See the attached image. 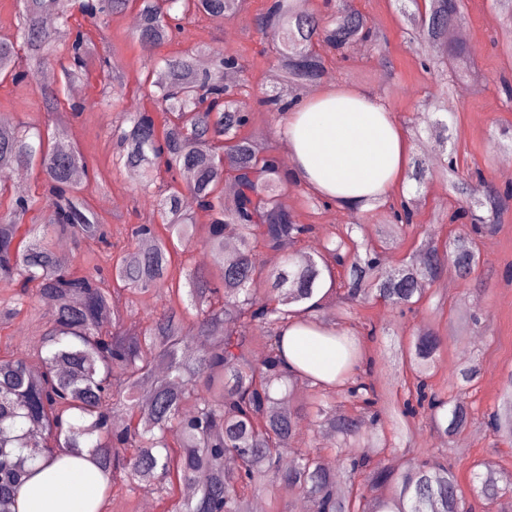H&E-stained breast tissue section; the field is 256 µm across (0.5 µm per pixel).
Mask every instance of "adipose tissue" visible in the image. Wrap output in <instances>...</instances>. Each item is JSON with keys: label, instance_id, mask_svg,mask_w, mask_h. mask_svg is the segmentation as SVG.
<instances>
[{"label": "adipose tissue", "instance_id": "adipose-tissue-1", "mask_svg": "<svg viewBox=\"0 0 512 512\" xmlns=\"http://www.w3.org/2000/svg\"><path fill=\"white\" fill-rule=\"evenodd\" d=\"M280 134L293 157L292 177L336 205L369 209L402 182L410 158L408 138L378 97L328 85L291 106ZM339 328L291 327L284 334L286 373L303 370L333 380L344 363L335 342ZM103 493L98 470L66 455L38 465L17 493L16 512H95Z\"/></svg>", "mask_w": 512, "mask_h": 512}]
</instances>
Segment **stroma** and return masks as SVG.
<instances>
[{"mask_svg": "<svg viewBox=\"0 0 512 512\" xmlns=\"http://www.w3.org/2000/svg\"><path fill=\"white\" fill-rule=\"evenodd\" d=\"M352 2L386 40L361 51L352 50L347 61L337 60L335 53H326L325 65L332 83L360 88L378 96L398 116L403 128L421 127L424 110L420 102L436 85L435 73L421 66L424 53L406 43L394 0ZM265 4L266 0H249L247 12L230 19L197 16L186 23L183 34L158 48L156 54L161 57L206 43L238 55L245 66L244 72L238 75L244 85L238 97L240 106L254 113L255 130L278 153L285 144L279 133L283 116L268 111L261 104L266 93L274 89L269 76L276 67L264 52L268 38L249 27L251 14L260 11ZM466 4L465 25L473 71L461 82L464 95L451 99L448 123L454 129L461 164L479 166L488 184L502 187L506 181L499 174V161L512 151L498 145L497 130L512 124V109L500 101L498 78L512 71V58L502 54L496 45L499 29L492 0H466ZM134 17L131 11L116 15L107 27L90 31L99 53L122 73L126 84L124 96L115 102L110 116H103V86L98 71H90L80 84L78 96L85 110L81 116L72 118L67 128L83 151L89 170L96 173L95 179L84 184L82 193L98 216L116 229L127 224L158 221L157 204L153 197L141 193L139 179L133 178L129 171L112 166L118 147L112 138L111 122L118 120L121 113L154 107L150 90L143 84L145 53L132 37ZM0 113H10L40 126L47 124L40 84L30 81L22 89L8 82L0 84ZM283 189L286 204L299 220L317 227L314 236L302 243L303 252L312 254L321 250L326 235L356 221L364 226L363 231L357 232V239L377 244L378 238L371 229L386 222L385 209L355 214L334 205L323 208L314 194L293 179L288 180ZM424 195L426 204L418 217L419 223L431 225L432 236L441 241L457 233L458 225L430 222L432 215L447 213L455 205L444 182L436 177L429 178ZM480 250L484 263L471 279H452L448 284L436 283L429 288L431 298L446 301L439 323L444 344L436 378L452 379L462 361L477 360L481 373L469 390L468 401L478 414L494 408L502 378L512 371V211L503 216L494 233L482 237ZM47 311L45 302L38 301L28 313L0 325V353L25 354L28 345L40 338ZM354 315L371 317L381 329L375 340L366 344V355L373 361L370 377L376 386L403 383L406 371L395 373L390 369L392 335L407 334L415 327L429 325L426 310L401 318L382 302L371 300L356 306ZM386 435L392 446L382 452L381 457L396 471L409 465V449L425 447L435 439L422 420L413 423L411 436H400L391 429ZM463 439L464 445L459 451L461 461L457 466L462 489L470 488L472 467L479 462H490L498 475L512 472V444L493 443L481 423H474L466 430Z\"/></svg>", "mask_w": 512, "mask_h": 512, "instance_id": "stroma-1", "label": "stroma"}]
</instances>
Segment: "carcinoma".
Listing matches in <instances>:
<instances>
[{
	"label": "carcinoma",
	"instance_id": "obj_1",
	"mask_svg": "<svg viewBox=\"0 0 512 512\" xmlns=\"http://www.w3.org/2000/svg\"><path fill=\"white\" fill-rule=\"evenodd\" d=\"M396 2L410 42L433 49L424 67L436 69L439 79L421 106L429 115L426 132L440 150L414 153L406 178L415 190L377 203L388 208L390 224L375 234L392 246L401 231L420 228L422 188L433 175L459 202L448 223L466 230L428 243L387 274L375 251L352 238L355 224L325 238L314 256L297 249L316 225L301 223L281 200L282 164L247 132L251 116L224 83L228 66L244 70L238 56L197 45L152 55L191 17L232 18L242 0H18L16 35L0 36V79L18 85L27 70L65 56L63 84L42 93L50 115L65 105L83 111L66 87L93 66L103 92L122 90L74 16L105 26L112 15L137 8L134 36L147 55L145 81L154 88L155 111L128 112L112 129L121 147L113 164L139 172L146 195L160 171L189 179L168 185L157 199L160 223L131 225L118 231L126 242L114 243L112 225L100 223L78 195L76 176L86 181L89 170L66 132L44 133L0 115V197L9 198L0 204V287L7 292L0 295V322L20 315L35 297L54 302L29 353L0 356V502L16 499L37 461L85 448L106 478L103 499L130 500L142 492L158 512H251L262 491L272 512L293 496L306 499L311 512H468L448 449L410 448L414 462L401 472L372 459L389 447L386 421L409 433L422 418L451 441L475 420L466 391L479 375L476 364L461 365L449 387L433 383L443 346L439 331L419 329L399 341L397 353L412 376L400 393L370 382L362 370L364 344L341 336L345 362L332 381L282 372L283 332L299 315L319 311L326 299L348 315L371 298L402 314L417 311L428 285L448 267L469 279L482 262L479 239L512 208L511 186L498 189L480 169L460 168L456 150L448 149L453 129L441 118L471 66L470 48L448 42V26L465 19L466 0ZM326 6L321 12L306 8L305 0H269L250 18L256 32L272 38L268 53L290 92L326 74L319 50L347 60L356 44L384 40L351 0H326ZM499 22L501 48L512 57V0H499ZM20 166L44 176L52 206L40 224L25 223L31 187L7 181ZM232 176L237 193L228 200L223 181ZM186 192L209 223H194L183 209ZM62 236L76 246H100L82 255L84 272L74 269L77 256L54 249ZM198 244L210 254L208 270L186 258ZM267 252L280 255L277 266L264 264ZM160 289L167 308L126 324L132 308ZM338 395L348 405L332 404ZM308 405L315 407L314 425L336 437L330 452L342 458L339 471L325 467L319 451L291 447ZM483 420L490 435L512 443V372L501 404ZM33 426L47 435L37 455L27 441ZM289 452L293 458L286 461ZM228 456L240 460L238 469H224ZM474 479L486 505L512 498V476L499 481L476 473ZM184 484L196 487L193 497L179 494Z\"/></svg>",
	"mask_w": 512,
	"mask_h": 512
}]
</instances>
